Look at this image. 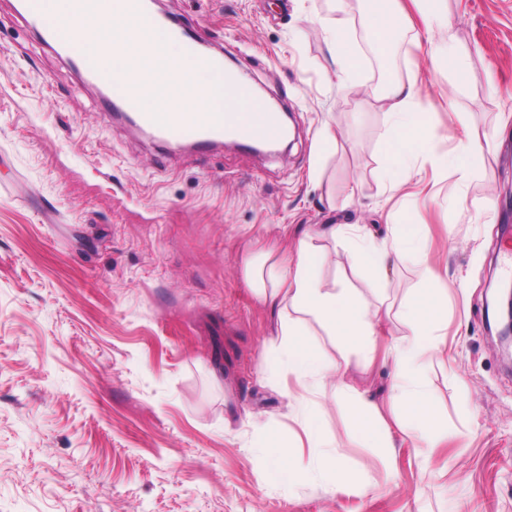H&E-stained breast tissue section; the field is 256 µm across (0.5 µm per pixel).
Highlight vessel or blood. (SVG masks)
<instances>
[{
	"instance_id": "obj_1",
	"label": "vessel or blood",
	"mask_w": 512,
	"mask_h": 512,
	"mask_svg": "<svg viewBox=\"0 0 512 512\" xmlns=\"http://www.w3.org/2000/svg\"><path fill=\"white\" fill-rule=\"evenodd\" d=\"M163 31L181 42L186 58L199 62L213 74L226 76L223 56H201L194 39L185 29L167 25ZM67 47L76 64L88 76L107 85V98L113 111L154 140L167 141L178 137L185 145L201 149L228 141L241 148L251 149L257 143L275 141L285 134L277 112L265 108L257 112L238 114L235 122L228 125L220 119L213 122H157L151 112L141 107L139 97L134 91L113 81L111 74L104 70L98 58L85 54L76 42H68ZM226 78L230 88L226 99L227 106H234L241 100H252L253 94L247 80L232 76Z\"/></svg>"
}]
</instances>
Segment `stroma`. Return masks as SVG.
Segmentation results:
<instances>
[{"mask_svg":"<svg viewBox=\"0 0 512 512\" xmlns=\"http://www.w3.org/2000/svg\"><path fill=\"white\" fill-rule=\"evenodd\" d=\"M399 3L383 51L363 0H161L292 112L288 153L244 154L149 140L0 0V512H512V362L485 304L512 212V0H438L445 28ZM335 28L358 61L351 89ZM451 36L457 82L436 55ZM414 79L436 154L472 130L494 143L471 179L428 164L393 195L380 98ZM323 224L378 239L427 225L448 286V341L422 375L443 447L399 433L371 447L344 399L321 398L320 431L367 493L277 481L260 462L264 424L309 450L294 390L261 365L277 319L244 260L252 241L292 248ZM317 245L322 283L358 289L386 330L378 357L351 354L341 375L395 422L382 354L407 333L417 259L390 257L378 281L348 241Z\"/></svg>","mask_w":512,"mask_h":512,"instance_id":"stroma-1","label":"stroma"}]
</instances>
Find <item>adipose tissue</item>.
Masks as SVG:
<instances>
[{
	"mask_svg": "<svg viewBox=\"0 0 512 512\" xmlns=\"http://www.w3.org/2000/svg\"><path fill=\"white\" fill-rule=\"evenodd\" d=\"M383 101L389 120L388 142L393 149L390 160L401 171L391 187L398 190L430 160L433 134L421 111L422 88L418 82L392 87ZM425 235L421 224L395 225L388 240L359 233L355 243L359 265L369 274H381L389 256L420 251ZM325 259L311 237L305 236L291 250L273 242H256L245 261L250 288L278 316V335L267 347L263 362L288 372L300 390L295 401L311 448L309 458L295 461L290 444L275 431H262L261 436L270 450L266 461L276 470L308 483L329 481L337 491L350 492L364 489L365 484L339 463L335 450L319 431L320 406L309 402L306 395L321 391L328 380L335 378L339 358L353 352L373 357L384 331L357 289L321 285L318 267ZM419 275L425 288L407 300L401 312L408 334L391 349L390 401L403 413L397 426L402 433L422 432L425 441L435 445L440 440L435 403L421 381V371L432 352L446 342L443 330L448 289L428 262H421ZM306 316L331 338L337 357L328 356L309 339L302 322ZM336 389L349 399L350 415L359 432L374 447H391L392 428L382 420L377 405L360 400L346 384H337Z\"/></svg>",
	"mask_w": 512,
	"mask_h": 512,
	"instance_id": "adipose-tissue-1",
	"label": "adipose tissue"
}]
</instances>
